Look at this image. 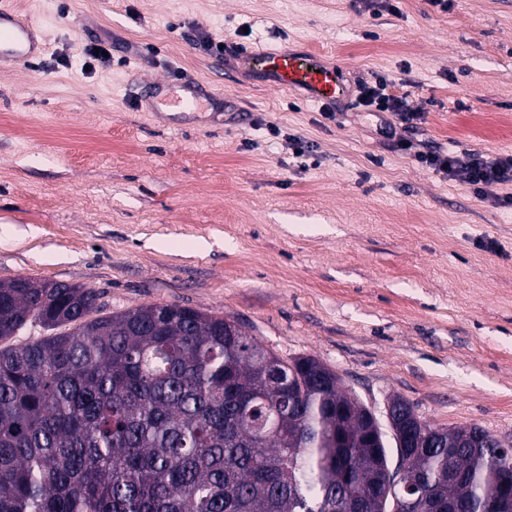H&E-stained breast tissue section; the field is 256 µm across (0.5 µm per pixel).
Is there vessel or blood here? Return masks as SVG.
Masks as SVG:
<instances>
[{"mask_svg":"<svg viewBox=\"0 0 512 512\" xmlns=\"http://www.w3.org/2000/svg\"><path fill=\"white\" fill-rule=\"evenodd\" d=\"M45 49L29 21L14 9L0 5V66L22 67L34 63ZM242 62L258 82L282 90L302 91L312 103L333 105L348 95L343 76L336 65L326 62L321 54L306 49H250L242 53ZM175 80L145 82V101L196 107L197 96L180 97L175 93Z\"/></svg>","mask_w":512,"mask_h":512,"instance_id":"1","label":"vessel or blood"}]
</instances>
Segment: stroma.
<instances>
[{"instance_id": "35a3bbf8", "label": "stroma", "mask_w": 512, "mask_h": 512, "mask_svg": "<svg viewBox=\"0 0 512 512\" xmlns=\"http://www.w3.org/2000/svg\"><path fill=\"white\" fill-rule=\"evenodd\" d=\"M14 2L46 50L0 71V281L93 288L105 314L215 312L283 360L319 359L376 414L397 396L512 445L506 191L388 148L356 95L389 74L422 115L396 129L415 150L512 155V0ZM97 40L110 59L86 67ZM256 46L340 64L335 119L258 83L241 62ZM160 78L210 105L147 111L140 84Z\"/></svg>"}]
</instances>
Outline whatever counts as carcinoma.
Returning <instances> with one entry per match:
<instances>
[{
  "label": "carcinoma",
  "instance_id": "carcinoma-1",
  "mask_svg": "<svg viewBox=\"0 0 512 512\" xmlns=\"http://www.w3.org/2000/svg\"><path fill=\"white\" fill-rule=\"evenodd\" d=\"M92 288L0 282V512H378L384 471L410 461L425 487L493 512L512 449L415 448L312 356L286 362L234 321L176 304L90 319ZM69 332H57L67 325Z\"/></svg>",
  "mask_w": 512,
  "mask_h": 512
}]
</instances>
